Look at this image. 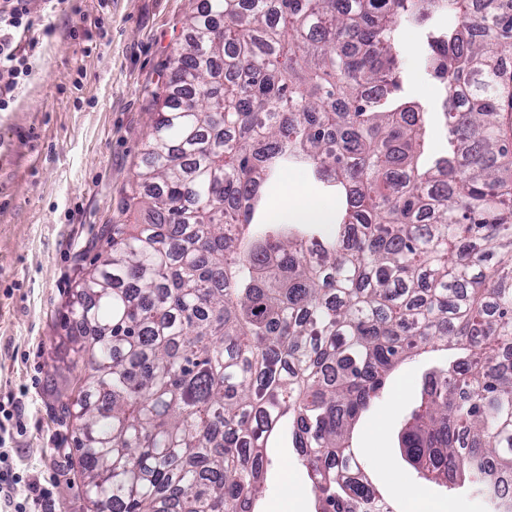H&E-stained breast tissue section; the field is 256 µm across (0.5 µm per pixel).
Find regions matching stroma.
I'll return each instance as SVG.
<instances>
[{
  "label": "stroma",
  "mask_w": 512,
  "mask_h": 512,
  "mask_svg": "<svg viewBox=\"0 0 512 512\" xmlns=\"http://www.w3.org/2000/svg\"><path fill=\"white\" fill-rule=\"evenodd\" d=\"M189 9V0H33L19 42L32 71L0 111V402L22 405L23 426L6 446L18 472L50 485L47 512H88L69 455L73 427L56 403L63 378L82 370L63 316L108 225L145 218L127 201ZM399 41L404 90L426 107L434 154L447 144L440 91L419 65L420 32L401 25ZM442 361L434 351L399 364L355 426L353 447L397 512L405 485L439 512H491L479 496L419 477L400 446L423 374ZM266 455L259 512H314L311 482L287 438L272 436Z\"/></svg>",
  "instance_id": "obj_1"
}]
</instances>
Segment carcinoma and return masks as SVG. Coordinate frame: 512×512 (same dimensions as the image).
I'll use <instances>...</instances> for the list:
<instances>
[{
	"mask_svg": "<svg viewBox=\"0 0 512 512\" xmlns=\"http://www.w3.org/2000/svg\"><path fill=\"white\" fill-rule=\"evenodd\" d=\"M494 0H193L130 205L76 285L75 424L90 512H255L288 435L316 512L384 500L349 446L389 372L442 344L401 435L409 461L495 512L512 496V12ZM419 26L448 149L404 95ZM290 164L339 192L273 222Z\"/></svg>",
	"mask_w": 512,
	"mask_h": 512,
	"instance_id": "1",
	"label": "carcinoma"
}]
</instances>
